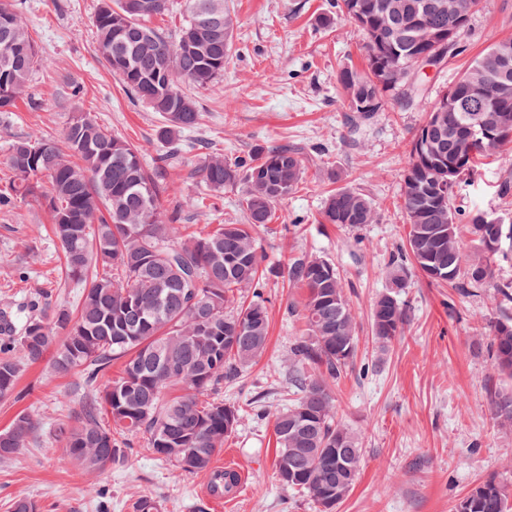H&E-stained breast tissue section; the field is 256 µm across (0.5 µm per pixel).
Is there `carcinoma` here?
<instances>
[{"mask_svg": "<svg viewBox=\"0 0 512 512\" xmlns=\"http://www.w3.org/2000/svg\"><path fill=\"white\" fill-rule=\"evenodd\" d=\"M457 5L458 0H340L336 8L368 40L366 70L344 66L337 74L358 118L369 121L381 111L386 93L417 76L424 58L461 47L470 19L458 18ZM168 8L169 0H99L92 25L98 53L113 76L162 118V162L173 165L184 150L183 134L201 120L185 88L224 75L232 28L228 17L215 21L216 13H224V0H186V15L171 37L149 25ZM42 62L27 19L18 8L1 5V113L26 95ZM380 67L399 69L403 77L379 85L374 75ZM484 71L511 91L494 90L485 99L487 111L479 112L472 88ZM511 144L512 38L493 39L442 92L412 139L402 193L405 258L389 261V289L375 300L370 316L381 352L410 321L399 295L413 270L462 291L492 288L501 309L512 303V282L499 281L496 269L512 224L478 207L454 206L475 158ZM8 166L16 180L0 193V203L45 204L66 274L84 289L77 308L45 306L26 319L13 343L0 348V397L12 395L25 366L42 361L56 344L55 370H79L89 386L79 409L50 432L66 448L68 461L87 472L119 465L129 440L145 435L153 453L179 474L210 471L240 419V410L219 398L224 380L253 364L268 343L269 313L260 300L265 271L254 230L270 223L275 206L302 182L299 153L270 145L246 159L205 154L194 175L209 192L243 187L247 223L192 234L182 233L177 222L180 211L194 203L165 208L163 181L146 169L138 147L89 113H73L58 140H15ZM461 215L470 226L469 246L459 236ZM322 219L358 229L375 223L377 213L368 196L341 188L326 198ZM273 272L304 290L305 325L288 353L293 403L274 414L276 473L288 462L294 478L279 481L318 512H333L328 504L349 495L362 459L358 435L336 423L332 395L353 365L358 320L330 259L294 258ZM486 336L495 368L512 376V317L490 319ZM118 360L120 375L98 382ZM489 407L497 425L512 430V390L491 392ZM36 429L33 415L17 414L0 433V457L21 453ZM237 483L233 472L211 471L215 494L229 493ZM511 508L504 486L488 478L459 501L456 512Z\"/></svg>", "mask_w": 512, "mask_h": 512, "instance_id": "obj_1", "label": "carcinoma"}]
</instances>
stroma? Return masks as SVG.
I'll return each instance as SVG.
<instances>
[{
  "label": "stroma",
  "instance_id": "obj_1",
  "mask_svg": "<svg viewBox=\"0 0 512 512\" xmlns=\"http://www.w3.org/2000/svg\"><path fill=\"white\" fill-rule=\"evenodd\" d=\"M13 2L32 24L49 63L31 74L28 98L0 115V190L14 178L7 164L11 142L32 133L59 137L75 112L96 115L112 133L140 147L148 168L159 165V115L126 93L98 55L91 25L97 0ZM334 3L224 0L233 20L224 75L189 90L202 120L188 136L194 150L168 171L164 198L172 205L203 197L200 209L182 215L186 234L207 224L245 223L241 190L208 197L192 177L200 145L228 158L248 156L264 144L299 150L304 180L256 237L268 265L305 255L332 260L358 316L354 366L336 382L333 397L337 421L360 435L363 453L358 481L336 512H455L487 478H497L512 493V432L497 426L487 405L489 388L512 389V378L494 368L483 335L500 310L492 289L464 294L412 273L400 294L409 325L387 352L378 351L370 311L387 285L385 264L406 240L403 174L425 114L390 93L370 122H357L337 73L345 66L365 68V39L334 14ZM323 12L333 13L331 27L317 26ZM494 38H512V0H479L463 52L440 67L423 68L420 83L431 95L446 89ZM508 175L512 145L463 185L457 205L512 222V194L498 191ZM342 187L372 199L376 223L360 229L322 223L326 195ZM61 258L44 207L30 200L0 207V315L14 314L31 297L76 306L82 288L66 278ZM302 295L286 279H266L267 350L221 391L225 403L241 409L237 430L214 458L218 464L232 458L247 473L232 498H205L209 472H174L142 438L134 439L124 464L100 472L88 474L66 462L64 448L49 432L77 410L86 383L80 372H56L48 355L25 369L15 395L0 399V430L22 411L38 422L28 448L0 458V512L18 496L36 502L40 512H134L144 494L160 501L162 512H316L275 474L273 416L288 401V352L304 330L298 315Z\"/></svg>",
  "mask_w": 512,
  "mask_h": 512
}]
</instances>
